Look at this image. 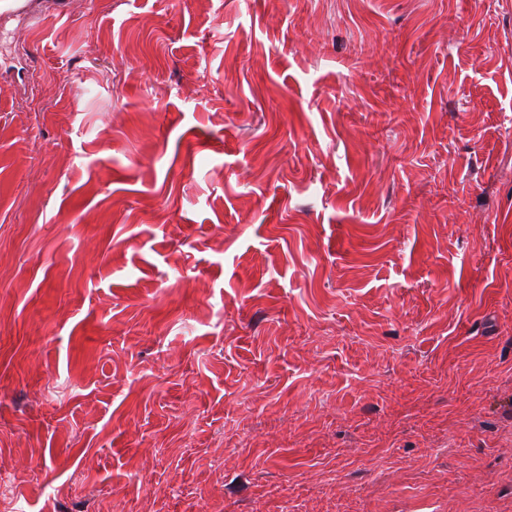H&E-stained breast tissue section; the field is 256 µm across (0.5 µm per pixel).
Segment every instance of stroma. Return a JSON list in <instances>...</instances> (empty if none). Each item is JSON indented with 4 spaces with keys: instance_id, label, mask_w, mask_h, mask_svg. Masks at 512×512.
<instances>
[{
    "instance_id": "35a3bbf8",
    "label": "stroma",
    "mask_w": 512,
    "mask_h": 512,
    "mask_svg": "<svg viewBox=\"0 0 512 512\" xmlns=\"http://www.w3.org/2000/svg\"><path fill=\"white\" fill-rule=\"evenodd\" d=\"M24 6L0 512L512 506V0Z\"/></svg>"
}]
</instances>
